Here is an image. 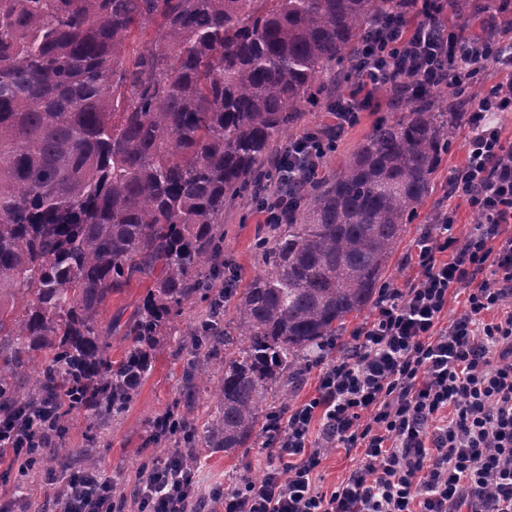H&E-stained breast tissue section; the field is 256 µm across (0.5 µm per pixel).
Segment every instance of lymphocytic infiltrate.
I'll return each mask as SVG.
<instances>
[{
	"instance_id": "f902f5d3",
	"label": "lymphocytic infiltrate",
	"mask_w": 512,
	"mask_h": 512,
	"mask_svg": "<svg viewBox=\"0 0 512 512\" xmlns=\"http://www.w3.org/2000/svg\"><path fill=\"white\" fill-rule=\"evenodd\" d=\"M468 35L431 14L414 25L375 18L354 62L355 88L330 106V134L306 133L276 162L260 198L268 223L292 205L280 172L312 179L376 89L408 91L479 78L500 59L489 34ZM512 112V82L473 104L466 161L452 195L479 221L455 231L453 208L419 237L418 273L405 287L379 292L374 313L345 350L316 354L314 396L276 411L262 444L264 475L203 493L181 449L156 462L136 484L138 512H512V147L499 114ZM460 311L444 319L449 292ZM360 452V466L332 491L316 470L329 451ZM54 512H116L112 487L96 471L56 483Z\"/></svg>"
}]
</instances>
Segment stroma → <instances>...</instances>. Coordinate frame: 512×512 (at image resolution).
<instances>
[{
  "label": "stroma",
  "instance_id": "stroma-1",
  "mask_svg": "<svg viewBox=\"0 0 512 512\" xmlns=\"http://www.w3.org/2000/svg\"><path fill=\"white\" fill-rule=\"evenodd\" d=\"M324 88L314 101L304 107L298 124L299 132H319L334 123L327 110L333 100L335 75L323 77ZM404 113L390 87L379 88L370 110L360 113L357 123L348 128L336 147L325 158L322 172L331 174L345 167L358 146L383 119L395 120ZM464 137L456 135L441 166L433 176L434 189L426 199L423 214L407 225L403 240L390 259L385 271L388 282L404 286L414 277L409 257L415 240L426 228L425 215L435 208L449 204L448 183L454 172L464 163ZM264 215L252 202L250 195L236 198L224 210V264L233 269L240 281H247L262 266V257L256 247L259 238L267 236ZM149 281H131L122 292L113 294L105 308L112 319V358H120L130 346V325L137 307L149 291ZM207 301L193 299L181 317L172 324L166 349L157 356L152 371L143 381L136 401L116 420L101 422L91 427V413L82 412L73 420L66 435V444L72 450L71 467L82 470L87 458H95L96 469L115 487L131 489L144 467L163 456L168 449L182 445V437L156 433L152 424L160 415L183 413L184 391L182 369L187 359L184 349L189 324L205 316ZM199 484L205 491L223 489L225 482L261 478L268 458L260 446L242 448L232 453L201 451ZM53 494L52 475L47 471L23 472L21 462L12 457L0 458V506L16 502L21 512H51L49 499Z\"/></svg>",
  "mask_w": 512,
  "mask_h": 512
}]
</instances>
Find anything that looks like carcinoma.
I'll return each instance as SVG.
<instances>
[{
  "label": "carcinoma",
  "instance_id": "1",
  "mask_svg": "<svg viewBox=\"0 0 512 512\" xmlns=\"http://www.w3.org/2000/svg\"><path fill=\"white\" fill-rule=\"evenodd\" d=\"M410 13L409 0H0V420L59 405L54 444L27 468L66 464L75 413L125 412L166 326L224 279V208L270 177L320 76L351 80L367 23ZM149 22L151 47L129 48ZM478 95H408L270 226L243 291L211 299L177 419L211 408L201 447H252L314 353L373 305ZM134 278L152 289L114 362L99 316Z\"/></svg>",
  "mask_w": 512,
  "mask_h": 512
}]
</instances>
